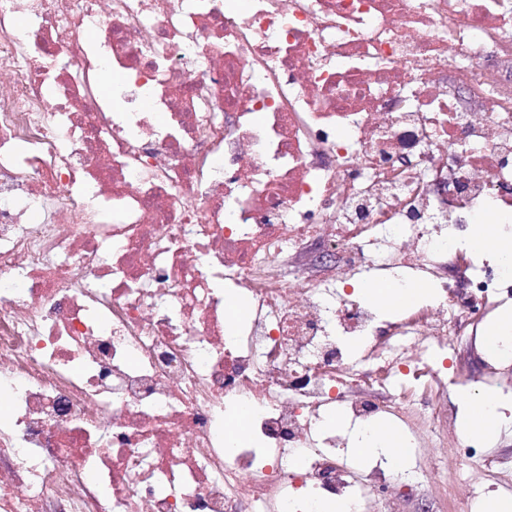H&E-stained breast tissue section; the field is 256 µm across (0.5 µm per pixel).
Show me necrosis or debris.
I'll list each match as a JSON object with an SVG mask.
<instances>
[{"instance_id": "4bbe7bcc", "label": "necrosis or debris", "mask_w": 512, "mask_h": 512, "mask_svg": "<svg viewBox=\"0 0 512 512\" xmlns=\"http://www.w3.org/2000/svg\"><path fill=\"white\" fill-rule=\"evenodd\" d=\"M0 73V512H399L339 450L426 458L512 308V236L469 246L512 216V0H0ZM393 270L432 295L387 320ZM493 440L454 512L512 496ZM354 452L355 454L375 457L385 455L389 462L391 460L394 463L401 458L407 459L401 448L395 446L394 441L390 444L382 442L373 430L360 433L356 443H354Z\"/></svg>"}]
</instances>
